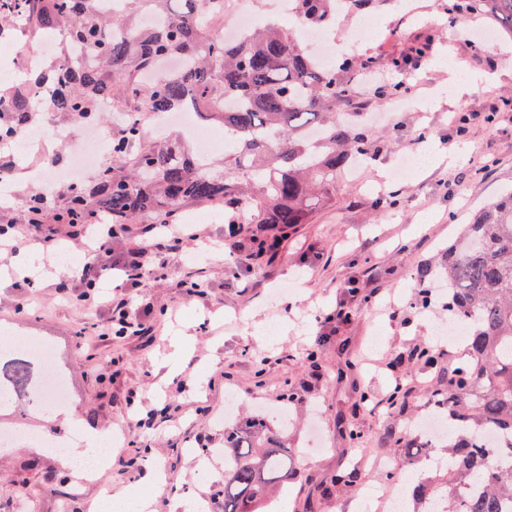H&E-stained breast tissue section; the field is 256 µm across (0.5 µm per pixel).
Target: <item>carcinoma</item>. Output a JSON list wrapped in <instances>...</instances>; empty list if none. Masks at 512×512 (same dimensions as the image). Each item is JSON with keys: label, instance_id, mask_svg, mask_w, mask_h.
<instances>
[{"label": "carcinoma", "instance_id": "1", "mask_svg": "<svg viewBox=\"0 0 512 512\" xmlns=\"http://www.w3.org/2000/svg\"><path fill=\"white\" fill-rule=\"evenodd\" d=\"M102 0H0V33L60 37L58 54L23 82H0V142L26 130L39 112L74 121L102 118L112 101L119 124L112 135V163L91 186L77 185L28 200L25 214L89 219L114 224H158L183 209L224 207V221L251 215L256 255L264 256L307 224L332 199L336 179L354 156H367V140L353 133L357 112L342 108L353 95L345 74L367 64L346 58L322 64L299 30L271 18L236 42H226L224 0H121L106 12ZM305 27L328 31L343 12L373 0H287ZM449 10L481 15L512 33V0H450ZM183 65L158 73L166 58ZM47 85L35 100L27 85ZM187 106L224 127L230 147L216 163L194 156L183 137L151 135L162 115ZM452 318L468 322L467 359L448 371L434 391L454 436L445 469L413 489L418 508L440 495L445 512H512V465L497 464L484 432L512 436V190L489 203L448 246ZM31 361L0 351V411L37 396ZM395 443L411 456L426 443L406 434ZM296 470L288 449L266 417L255 415L224 428L222 512H263V505Z\"/></svg>", "mask_w": 512, "mask_h": 512}]
</instances>
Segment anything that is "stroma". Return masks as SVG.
I'll use <instances>...</instances> for the list:
<instances>
[{"label": "stroma", "instance_id": "1", "mask_svg": "<svg viewBox=\"0 0 512 512\" xmlns=\"http://www.w3.org/2000/svg\"><path fill=\"white\" fill-rule=\"evenodd\" d=\"M375 0L369 10L379 28L367 32L358 52L375 77L351 73L355 94L350 111L365 122L356 131L372 154L387 165L403 155L438 148V163L422 167L410 180H379L368 167L353 168L336 180L335 198L299 225L269 261H256L247 240L225 233L224 210L208 208L207 239L200 254L169 253L166 275L129 289L144 335L93 344L81 332L89 324L107 328L105 299L89 308L81 289L55 294L56 276L39 282L52 301L49 313L25 311V291L16 277H0V336L46 339L56 359L68 361L72 423L32 413L30 428L69 437L71 426L103 434L123 429V446L109 448L99 482L79 483L60 455L18 444L0 450V512H89L101 484L113 499L132 494L152 499L154 512H172L174 497L214 501L224 482V459L202 467L203 450L224 445V427L215 415L227 395L237 399V417L266 415L294 459L298 476L283 485L276 512H356L363 487L392 479L400 483L429 476L428 456L407 462L387 432H417L435 410L431 385L456 366L460 343H450L434 364L410 356L434 344L448 321V295L438 281L420 285L417 271L439 265L458 224L469 213L512 187V41L481 44L492 30L486 18L449 22L448 0ZM424 51L418 70L393 67L396 58ZM397 95H389L390 87ZM494 112L492 122L482 119ZM477 113L464 136L455 118ZM397 196L381 208L383 192ZM430 221L420 224L421 214ZM360 292L350 296L348 279ZM186 279L207 282L204 296L186 294ZM431 304L414 307L420 288ZM349 316L337 318L339 309ZM279 334L264 339L270 321ZM317 350L319 364L307 353ZM396 362L388 371L386 362ZM404 399L389 404L395 386ZM152 414L156 430L140 432L138 416ZM362 435L353 451L350 427ZM146 455L159 462L165 482L136 464ZM394 464L385 475L382 460ZM355 473L350 484L342 472Z\"/></svg>", "mask_w": 512, "mask_h": 512}]
</instances>
